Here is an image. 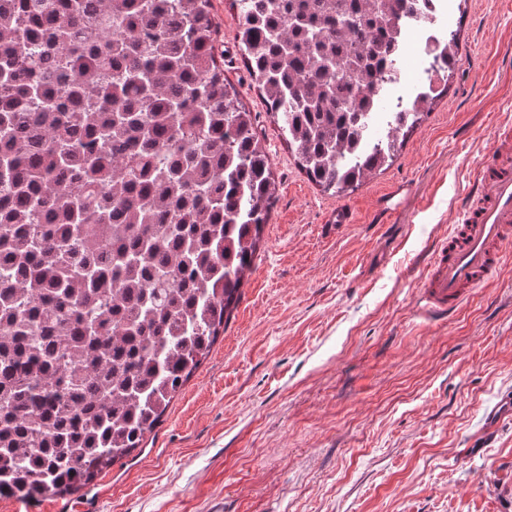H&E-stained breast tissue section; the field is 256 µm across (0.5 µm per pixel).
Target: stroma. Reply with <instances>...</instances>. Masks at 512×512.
Wrapping results in <instances>:
<instances>
[{
	"mask_svg": "<svg viewBox=\"0 0 512 512\" xmlns=\"http://www.w3.org/2000/svg\"><path fill=\"white\" fill-rule=\"evenodd\" d=\"M216 51L256 113L277 202L224 333L143 448L64 495L0 512H512V263L445 321L423 316L433 245L512 121V0L448 15L460 61L388 169L353 193L298 166L245 70L229 0H211ZM385 223L373 213L398 184ZM354 221L328 231L338 205Z\"/></svg>",
	"mask_w": 512,
	"mask_h": 512,
	"instance_id": "obj_1",
	"label": "stroma"
}]
</instances>
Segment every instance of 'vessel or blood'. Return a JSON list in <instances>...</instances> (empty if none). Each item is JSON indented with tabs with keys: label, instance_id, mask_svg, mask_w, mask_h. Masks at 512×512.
Listing matches in <instances>:
<instances>
[{
	"label": "vessel or blood",
	"instance_id": "1",
	"mask_svg": "<svg viewBox=\"0 0 512 512\" xmlns=\"http://www.w3.org/2000/svg\"><path fill=\"white\" fill-rule=\"evenodd\" d=\"M455 230L436 243L421 284L422 310L433 318L453 315L468 289L489 280L512 244V125L500 126Z\"/></svg>",
	"mask_w": 512,
	"mask_h": 512
}]
</instances>
